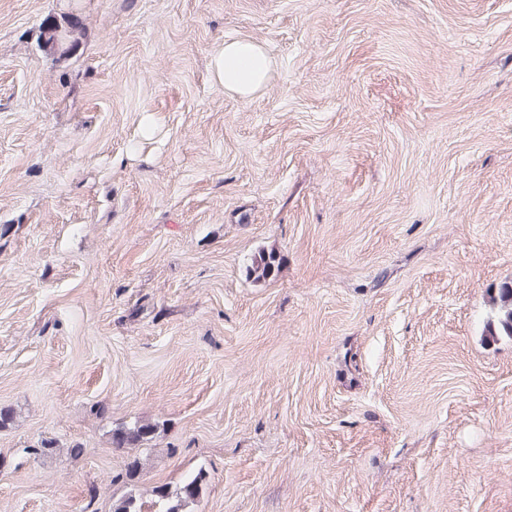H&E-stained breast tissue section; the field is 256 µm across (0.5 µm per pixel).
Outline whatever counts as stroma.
Masks as SVG:
<instances>
[{"mask_svg":"<svg viewBox=\"0 0 512 512\" xmlns=\"http://www.w3.org/2000/svg\"><path fill=\"white\" fill-rule=\"evenodd\" d=\"M505 281L512 0H0V512H512ZM78 23L68 19L67 26L58 24H48L43 31V47L50 52H62L63 54L71 52L75 47L73 33ZM214 68L226 90L247 97L267 83L272 62L253 41L230 39L215 57ZM278 255L274 249L261 250L255 254L247 268V275L255 282L268 280L278 268ZM493 315L487 319L482 330L485 343L491 345L502 336L512 339V281L503 282L496 294L490 296ZM157 424L150 421L136 422L112 432V444L117 448H142L153 436ZM141 463L134 458L127 464L126 478L129 490L122 496L112 499L111 512H194L192 507L200 497L206 474L199 469L188 475L179 487L172 489L167 484L153 486L149 490L151 507L144 510L143 494L139 492L138 481Z\"/></svg>","mask_w":512,"mask_h":512,"instance_id":"1","label":"stroma"}]
</instances>
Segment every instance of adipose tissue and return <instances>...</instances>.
I'll use <instances>...</instances> for the list:
<instances>
[{
  "instance_id": "obj_1",
  "label": "adipose tissue",
  "mask_w": 512,
  "mask_h": 512,
  "mask_svg": "<svg viewBox=\"0 0 512 512\" xmlns=\"http://www.w3.org/2000/svg\"><path fill=\"white\" fill-rule=\"evenodd\" d=\"M214 68L226 90L247 97L267 83L272 62L253 41L230 39L216 56Z\"/></svg>"
}]
</instances>
